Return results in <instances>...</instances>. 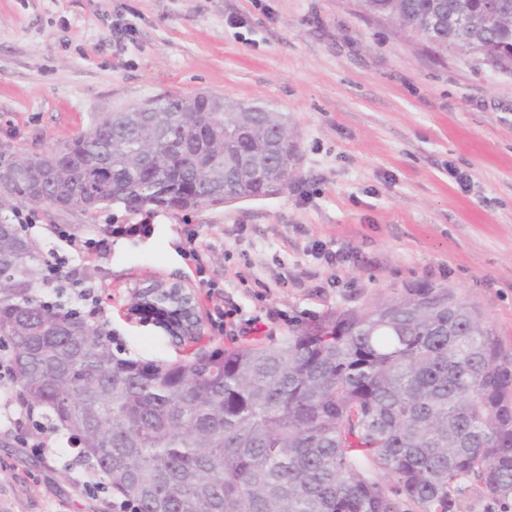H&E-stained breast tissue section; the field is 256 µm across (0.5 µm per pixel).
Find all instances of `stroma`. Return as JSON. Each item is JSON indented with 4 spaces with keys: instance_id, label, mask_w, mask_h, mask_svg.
<instances>
[{
    "instance_id": "1",
    "label": "stroma",
    "mask_w": 512,
    "mask_h": 512,
    "mask_svg": "<svg viewBox=\"0 0 512 512\" xmlns=\"http://www.w3.org/2000/svg\"><path fill=\"white\" fill-rule=\"evenodd\" d=\"M201 92L286 113L299 150L282 194L191 211L19 208L60 277L86 272L95 299L79 307L114 345L183 356L131 312L156 279L194 287L211 347L430 283L476 305L512 353V68L411 42L357 0H0V145L42 153L93 116ZM145 221V238L107 232ZM54 224L95 225L96 248L64 250ZM193 230L206 285L181 250ZM219 307L235 311L222 328ZM32 430L0 432V512H103L112 496L78 480L75 449L53 438L42 453Z\"/></svg>"
}]
</instances>
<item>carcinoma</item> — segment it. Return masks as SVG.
<instances>
[{
  "label": "carcinoma",
  "instance_id": "obj_1",
  "mask_svg": "<svg viewBox=\"0 0 512 512\" xmlns=\"http://www.w3.org/2000/svg\"><path fill=\"white\" fill-rule=\"evenodd\" d=\"M490 30L485 0H359L441 52L512 58V0ZM288 119L257 102L158 97L27 156L0 192L86 214L191 209L276 196L298 145L271 152ZM257 175L224 195V166ZM50 264L0 218V357L10 385L66 437L112 500L135 512H463L465 493L512 501V357L473 305L420 284L292 334L158 361L124 356L105 326L38 294Z\"/></svg>",
  "mask_w": 512,
  "mask_h": 512
}]
</instances>
